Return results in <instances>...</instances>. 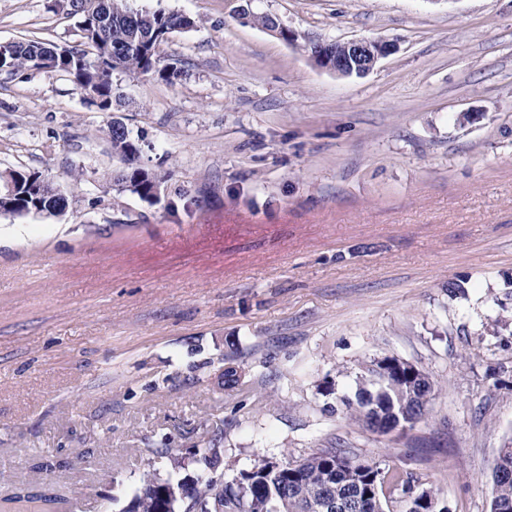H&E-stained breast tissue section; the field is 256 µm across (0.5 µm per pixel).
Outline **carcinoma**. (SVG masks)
Segmentation results:
<instances>
[{"label":"carcinoma","instance_id":"1","mask_svg":"<svg viewBox=\"0 0 512 512\" xmlns=\"http://www.w3.org/2000/svg\"><path fill=\"white\" fill-rule=\"evenodd\" d=\"M67 8L77 18V40L72 45H53L37 40L10 41L0 52V70L18 74L27 69H46L66 75L90 104L101 112H113L121 103L113 81L116 73L150 75L164 81L177 80L184 74L180 61L164 58L158 51L163 36L190 28L194 21L177 12L133 10L127 0H67ZM114 117L100 128L112 146V154L126 167L115 185L149 200L155 184L164 177L134 165L141 151L139 139L127 127H118ZM74 191L64 198L55 194V184L44 181L27 198L0 199V210L16 218L24 212L53 206L64 209L77 204ZM389 362L384 381L368 370L366 387L354 402L345 401L350 419L367 426L382 428L404 423L406 418L427 409L437 383L429 376L419 379L399 373ZM149 453L169 460V470L162 477L145 472L131 495L125 512H163L166 490H182L176 512H317L313 506L334 495L363 497L359 512H385L384 504L394 494L410 495L408 512H438L432 488L413 492L410 481L396 470L356 461L344 452L329 448L312 453L299 462L260 458L232 482L218 474L220 449L210 448L195 464L210 476L202 481L185 474L188 465L181 457L169 455L167 448H151ZM69 462L44 452L37 456L32 469L43 476L36 486L14 489L11 502L57 504L62 498L51 483L52 474ZM503 475L492 484L491 512H512V450L502 459Z\"/></svg>","mask_w":512,"mask_h":512}]
</instances>
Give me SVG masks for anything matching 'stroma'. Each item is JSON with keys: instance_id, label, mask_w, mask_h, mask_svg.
<instances>
[{"instance_id": "stroma-1", "label": "stroma", "mask_w": 512, "mask_h": 512, "mask_svg": "<svg viewBox=\"0 0 512 512\" xmlns=\"http://www.w3.org/2000/svg\"><path fill=\"white\" fill-rule=\"evenodd\" d=\"M243 3L129 0L196 21L159 47L184 77L114 78L157 202L103 191L123 164L65 75H0V169L84 170L65 214L0 215V512L46 448L68 512H121L150 449L213 443L228 482L339 448L490 512L512 443V0H253L292 44ZM75 38L66 7L0 0V41ZM360 38L396 46L361 78L305 50ZM387 356L439 384L402 434L342 412Z\"/></svg>"}]
</instances>
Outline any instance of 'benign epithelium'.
<instances>
[{
    "mask_svg": "<svg viewBox=\"0 0 512 512\" xmlns=\"http://www.w3.org/2000/svg\"><path fill=\"white\" fill-rule=\"evenodd\" d=\"M393 50L394 44L386 40L315 42L309 57L314 65L338 77H364Z\"/></svg>",
    "mask_w": 512,
    "mask_h": 512,
    "instance_id": "7a95c632",
    "label": "benign epithelium"
}]
</instances>
